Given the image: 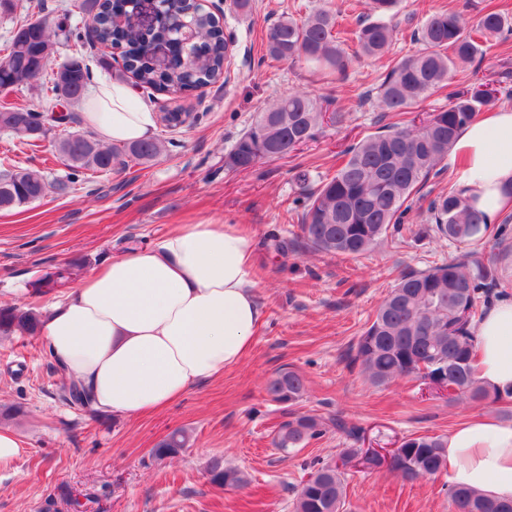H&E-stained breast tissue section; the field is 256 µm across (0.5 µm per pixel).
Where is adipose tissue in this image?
Masks as SVG:
<instances>
[{"label":"adipose tissue","mask_w":512,"mask_h":512,"mask_svg":"<svg viewBox=\"0 0 512 512\" xmlns=\"http://www.w3.org/2000/svg\"><path fill=\"white\" fill-rule=\"evenodd\" d=\"M108 143L151 138L156 118L128 83L101 79L82 116ZM451 163L464 196L489 223L512 209V108L476 117L459 135ZM253 236L236 224H180L135 247L53 300L38 327L67 378L84 386L102 414L134 418L168 407L201 382L223 376L250 351L262 312L253 294ZM483 382L512 388V297L474 328ZM449 484L512 499V424L484 415L448 434Z\"/></svg>","instance_id":"ef3b65f1"}]
</instances>
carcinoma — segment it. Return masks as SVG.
<instances>
[{"label": "carcinoma", "instance_id": "cac0c4a2", "mask_svg": "<svg viewBox=\"0 0 512 512\" xmlns=\"http://www.w3.org/2000/svg\"><path fill=\"white\" fill-rule=\"evenodd\" d=\"M164 19L154 29L143 31L117 22L133 10V0H79L84 15L80 31L67 29L48 16L16 23L5 42L0 60V93L7 95L47 73L46 103L38 111L24 106H0V133L32 142L46 138L54 129L78 122L72 112L56 114V102H79L89 84L91 71L84 61L72 57L50 67L53 39L61 36L79 48L97 44L119 48L124 66L122 79H131L142 92L166 91L182 94L216 83L224 75L228 58L224 27L215 15L191 9L189 0H165ZM401 0H366L367 15L354 29L338 23L335 14L319 10L298 22L288 18L268 33L267 55L279 61L305 63L324 76L344 73L351 59L343 45L356 43L355 57L380 58L395 34L393 19ZM189 20L198 30L197 44L177 49L171 66L158 70L151 48L159 41L177 38L176 29ZM502 11L490 5L481 10L476 25L464 14L436 12L417 30L419 49L397 61L380 85L379 106L400 116L381 133L366 137L346 152V159L333 174L319 177L307 190L299 228L305 244L314 251L356 257L369 252L390 230H399L411 210L412 194L432 176L448 157L462 129L495 99V91L484 90L476 81L465 91L448 92V107L416 122L408 117L432 93L448 88L460 65L472 64L483 55L492 38L511 34ZM343 113L328 112L320 99L308 92H290L255 116L251 126L236 140L225 159L232 170L247 171L260 161L287 156L296 147L316 139L328 125L342 121ZM67 173L54 183L59 194L84 182L90 173H108L128 162L145 164L167 150L157 138L135 141L122 147H104L87 133L71 132L54 140ZM49 183L37 171L23 168L0 170V210H12L43 199ZM432 224L424 234L453 244L481 248L503 229L487 223L486 215L455 190L438 195L430 203ZM512 253L500 250L487 261L468 251L427 270L401 275L399 282L379 304L368 327L359 337L353 363L374 386L404 379L424 380L446 371L448 402L468 400L506 401L512 391L489 389L479 377L477 342L472 328L482 317L487 295L506 291L512 280L505 272ZM84 261L75 258L53 268L30 287L42 293L76 280ZM41 315L23 306H0V335L16 332L33 335ZM305 379L295 370L283 368L268 380L270 401L292 406L305 392ZM67 400L92 416L86 391L77 382L68 385ZM327 421L316 415L289 414L280 423L274 444L283 451L304 446L326 432ZM445 437L417 435L402 441L391 470L409 481L431 478L447 466ZM189 436L175 430L152 449L158 459L178 454ZM211 484L238 486V472L218 459L208 468ZM346 484L342 468L324 464L302 484L295 512H343ZM451 512H512V500L493 499L465 487L448 488Z\"/></svg>", "mask_w": 512, "mask_h": 512}]
</instances>
